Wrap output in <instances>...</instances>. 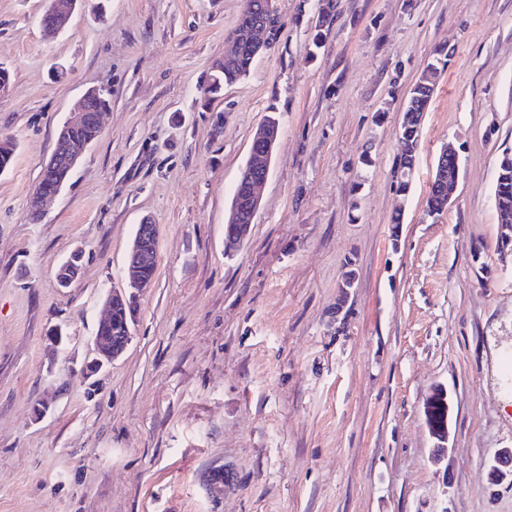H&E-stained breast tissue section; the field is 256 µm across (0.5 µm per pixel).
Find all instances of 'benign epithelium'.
<instances>
[{"label": "benign epithelium", "instance_id": "obj_1", "mask_svg": "<svg viewBox=\"0 0 512 512\" xmlns=\"http://www.w3.org/2000/svg\"><path fill=\"white\" fill-rule=\"evenodd\" d=\"M78 0H72L71 5L66 10L47 11L44 13L40 24L54 31L63 29L68 23L71 15L77 8ZM263 38V30L254 28L238 29L235 39L232 41V47H238L244 43L256 44ZM99 94V90L91 89L87 91L79 100L77 105V118L66 123L59 131L57 145L54 155L44 165L43 172L54 177L57 168L67 166L72 170L76 167L90 144L76 145L71 141L70 130L76 124L91 123L100 124L101 112L90 113L87 104L88 101ZM277 138V131L267 125H262L255 133L250 146L248 157V169H268L270 158L272 156L273 145ZM267 179V175H262L260 179L249 178L244 184V189L240 195L234 197L229 223L237 226L238 237L244 238L260 207V197L258 194L259 186ZM158 261V225L144 222L138 225L137 235L133 240L128 255V269L130 284L134 286L131 292L124 290H112L110 298L105 304V314L99 323V328L94 336V353L88 360L83 370L88 373H96L105 365L109 364L120 356L131 343L132 335L112 336L108 332V323L111 318V309L117 306V303L127 302V296H136L140 291L151 287L153 279L144 276V272L157 266ZM442 409L444 413H449V403L447 392L438 390L425 402L424 416L426 424L431 435L437 441V447L446 448L448 443V417L438 420L435 418L437 409Z\"/></svg>", "mask_w": 512, "mask_h": 512}]
</instances>
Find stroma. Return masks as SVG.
<instances>
[{"mask_svg":"<svg viewBox=\"0 0 512 512\" xmlns=\"http://www.w3.org/2000/svg\"><path fill=\"white\" fill-rule=\"evenodd\" d=\"M46 3L0 0V139L16 145L0 174V512H512V482L489 480L512 448V251L494 201L512 0H336L318 48L319 0H276L279 41L209 103L244 0H85L56 34ZM441 46L403 193L404 102ZM91 88L112 99L101 132L32 219ZM270 114L261 207L229 253L228 206ZM448 143L460 180L432 217ZM145 221L158 267L133 339L85 377ZM437 387L442 457L423 414Z\"/></svg>","mask_w":512,"mask_h":512,"instance_id":"obj_1","label":"stroma"}]
</instances>
